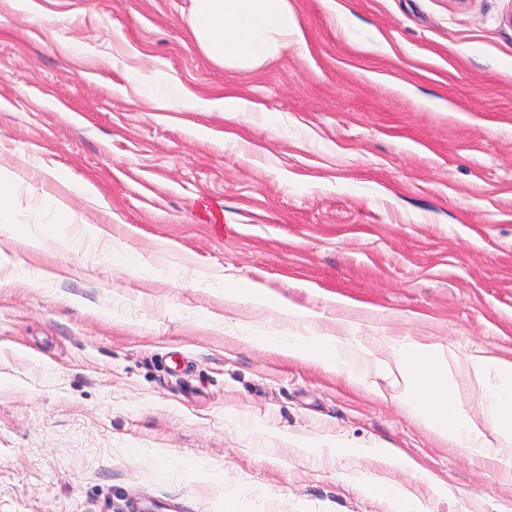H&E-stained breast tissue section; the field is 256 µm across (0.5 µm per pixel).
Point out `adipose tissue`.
Segmentation results:
<instances>
[{
    "instance_id": "ef3b65f1",
    "label": "adipose tissue",
    "mask_w": 512,
    "mask_h": 512,
    "mask_svg": "<svg viewBox=\"0 0 512 512\" xmlns=\"http://www.w3.org/2000/svg\"><path fill=\"white\" fill-rule=\"evenodd\" d=\"M189 27L198 48L212 63L239 71H254L287 51L302 34L290 0H191ZM264 344L293 359L337 369L363 378L375 367L400 387L403 408L427 427L454 443L493 456L512 470V362L475 355L474 370L493 367L496 385L482 402L494 433L466 416L448 391L443 374L446 356L436 346L413 342L382 359L363 344H344L333 336H267Z\"/></svg>"
}]
</instances>
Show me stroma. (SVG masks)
Segmentation results:
<instances>
[{"mask_svg":"<svg viewBox=\"0 0 512 512\" xmlns=\"http://www.w3.org/2000/svg\"><path fill=\"white\" fill-rule=\"evenodd\" d=\"M189 6L0 0V512H512V473L389 380L253 341L440 346L490 425L469 358L512 360V0H292L301 43L248 73ZM220 96L250 109L192 107ZM17 175L8 172L0 171V223L1 228L7 231H13L17 228V224H12L13 215L10 208V200L13 195ZM224 293L232 299H245L258 305H269L270 298L259 288H254L250 283L243 281L229 282Z\"/></svg>","mask_w":512,"mask_h":512,"instance_id":"35a3bbf8","label":"stroma"}]
</instances>
